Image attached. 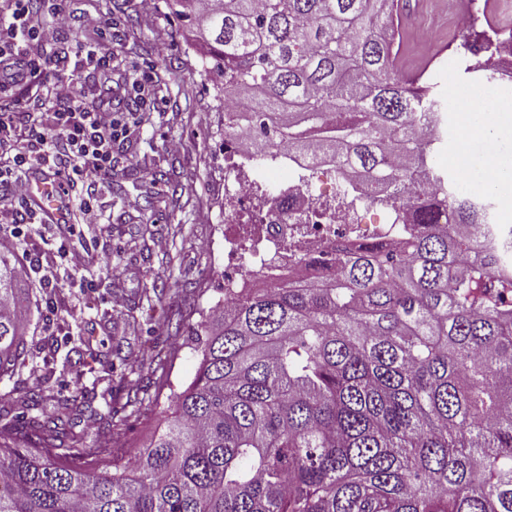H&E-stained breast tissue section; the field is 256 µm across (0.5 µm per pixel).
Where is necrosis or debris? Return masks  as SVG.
I'll return each mask as SVG.
<instances>
[{
	"instance_id": "4bbe7bcc",
	"label": "necrosis or debris",
	"mask_w": 512,
	"mask_h": 512,
	"mask_svg": "<svg viewBox=\"0 0 512 512\" xmlns=\"http://www.w3.org/2000/svg\"><path fill=\"white\" fill-rule=\"evenodd\" d=\"M494 0H466L449 5L448 24L429 15L412 31L399 35L398 51L407 55L410 44L422 42L446 47L449 54L477 62L474 50L492 43L491 62L504 81L512 82V27L490 22ZM258 155L251 147L224 142V216H248V223L224 235V285L239 288L246 273L260 272L293 281L306 280L299 265L302 256H321L336 249H351L370 239L396 244L408 222L404 210L379 208V187L365 180L349 189L345 175L329 166L313 170L311 177H289L287 190L266 193L275 168H255Z\"/></svg>"
}]
</instances>
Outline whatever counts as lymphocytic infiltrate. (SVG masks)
Listing matches in <instances>:
<instances>
[{
	"label": "lymphocytic infiltrate",
	"mask_w": 512,
	"mask_h": 512,
	"mask_svg": "<svg viewBox=\"0 0 512 512\" xmlns=\"http://www.w3.org/2000/svg\"><path fill=\"white\" fill-rule=\"evenodd\" d=\"M69 15L61 5L45 8L43 0H0V250L17 253L16 269L24 281L41 277L51 285L40 255L22 249L26 225L36 214L28 202L29 180L38 165L53 167L61 192L85 185L77 224L98 225L103 204L98 194L116 164L115 144L128 140L165 100L147 79L130 82L131 108L87 109L76 73L112 68L113 53L99 44L64 50ZM56 77L43 83L46 66Z\"/></svg>",
	"instance_id": "f902f5d3"
}]
</instances>
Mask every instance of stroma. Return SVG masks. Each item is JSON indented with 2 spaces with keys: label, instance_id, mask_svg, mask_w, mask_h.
Returning a JSON list of instances; mask_svg holds the SVG:
<instances>
[{
  "label": "stroma",
  "instance_id": "35a3bbf8",
  "mask_svg": "<svg viewBox=\"0 0 512 512\" xmlns=\"http://www.w3.org/2000/svg\"><path fill=\"white\" fill-rule=\"evenodd\" d=\"M64 7L70 16L67 45L88 40L82 25L88 13H101L120 31L121 53L108 93L113 109H125V87L142 73L166 109L152 114L131 140L115 145L118 165L104 196V229L70 238L61 256L59 228L29 225L26 247L50 259L58 285L24 287L32 308L25 331L29 355L24 367L0 378V426L30 427L56 398L82 393L87 405L65 415L82 447L111 442L104 416L118 404L137 451L168 405L157 391L159 376L181 386L198 367L191 338L175 331L168 316H196L224 300L218 270L224 262V94L164 0L149 16L139 12L136 0H65ZM447 125L435 168L449 182L460 180L482 193L477 179L456 162L461 113L448 110ZM172 138L182 140L181 152L166 151ZM148 194L153 202L141 210L123 205L127 197ZM84 273L93 276L92 288L83 286ZM114 292L126 298L123 312L110 309ZM34 386L43 396L36 407L22 396Z\"/></svg>",
  "mask_w": 512,
  "mask_h": 512
}]
</instances>
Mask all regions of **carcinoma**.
<instances>
[{"label":"carcinoma","mask_w":512,"mask_h":512,"mask_svg":"<svg viewBox=\"0 0 512 512\" xmlns=\"http://www.w3.org/2000/svg\"><path fill=\"white\" fill-rule=\"evenodd\" d=\"M245 106L231 133L322 153L384 184L442 183L392 247L318 263L326 279L226 288L178 327L201 361L149 446L80 448L78 399L0 428V512H512V270L465 254L489 205L448 192L424 124L440 104L407 80L394 0H166ZM27 298L0 251V375L25 363Z\"/></svg>","instance_id":"obj_1"}]
</instances>
